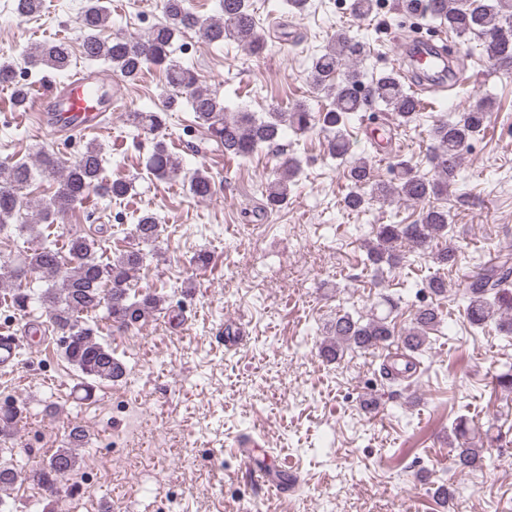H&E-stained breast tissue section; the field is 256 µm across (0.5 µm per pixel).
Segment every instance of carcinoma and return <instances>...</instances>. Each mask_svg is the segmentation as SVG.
Here are the masks:
<instances>
[{
	"instance_id": "1",
	"label": "carcinoma",
	"mask_w": 512,
	"mask_h": 512,
	"mask_svg": "<svg viewBox=\"0 0 512 512\" xmlns=\"http://www.w3.org/2000/svg\"><path fill=\"white\" fill-rule=\"evenodd\" d=\"M399 8L408 14L421 16L428 24L448 27L458 37L476 35L481 40L482 55L499 70H512V0H400ZM43 0H15L14 16L25 18L41 11ZM165 22L149 28L140 37L119 34L104 38L110 27L111 14L104 0H86L80 15L82 48L86 59L100 61L128 81L137 79L144 68L155 66L164 77L169 96L158 111L127 113V121L147 135L153 136V150L147 160L149 170L162 180L188 183L197 198L208 199L214 194V181L207 172L184 170L181 162L168 151L163 131L167 112L185 100L194 113L197 124L204 128L224 154L250 157L265 147L273 146L285 134L304 136L318 132L328 154L340 161L347 180L343 197L344 209L364 212L374 203L417 204L418 218L410 224H378L374 239L365 247V267L372 280L383 279L387 269L401 260V247L431 259L439 266L453 267L457 247L452 243V224L448 210L436 201L448 195L455 184L463 151L468 142L485 129L488 111L482 105L471 106L436 121L430 128L433 141L427 161L433 175L417 170L401 160L392 168V178L374 174L372 166L362 157H354L348 135L351 120L374 105L392 111L399 124L415 121L421 110V100L406 87L395 71L380 73L365 81L359 69V59L366 44L355 37L338 32L333 35L310 62L313 86L333 98L327 108L311 110L304 103L295 104L288 112L271 108L261 114L245 107L230 111L218 92L198 86L194 72L170 57L174 37L193 31L204 41L220 44L233 41L252 53H259L265 42L257 31L254 11L249 0H220L219 15L203 18L194 12L191 0H157ZM72 53L65 41L36 43L26 52L27 64L51 69L60 74L71 66ZM16 65L0 62V85L17 87L19 101H25L23 86L14 79ZM103 157L94 143H89L72 161H63L45 150L36 152L34 163L26 160L0 161V232L14 227L33 238L40 237L37 226L62 224L67 214L97 193L112 199L126 197L132 183L102 176ZM57 184L53 196L39 205L36 222L22 216L28 207L21 195L34 178ZM300 161L289 157L273 172L261 187L264 200L261 213L274 212L287 202L300 175ZM163 232L157 217L142 213L131 229L139 245H152ZM444 247H434L439 241ZM100 240L93 236L72 233L65 249L53 241H43L20 257L0 258V281L9 283V306L27 313L37 305L44 309L49 326L59 338H68L62 347L66 360L84 376L83 391L91 396L94 383L119 381L125 375L123 363L112 355V348L99 339L97 331L83 316L103 314V318L120 329H130L166 302L155 290L132 291L134 273L146 260L142 249L133 247L115 259L105 262L98 256ZM45 284L35 290L32 281ZM448 281L435 276L422 284L417 293L447 297ZM464 313L468 323L481 330L493 324L496 329L512 335V254H501L472 277L462 293ZM378 306L383 311H359L336 314L327 327L319 350L326 361H338L344 351L385 349L389 355L383 363L382 377L391 386L400 385L416 373L418 356L429 343V333L443 323L442 313L432 303L418 306L410 323L397 329L391 314L397 302L383 297ZM23 419L19 406H0V454L12 451L11 444ZM470 429L463 417L454 420L449 445L452 465L460 470H473L484 460L486 449L470 441ZM86 432L79 426L65 429V447L57 449L38 468L22 474L11 461L0 459V489H9L21 482H30L44 494L43 512H55L59 493L54 487L75 469V450L85 443Z\"/></svg>"
}]
</instances>
